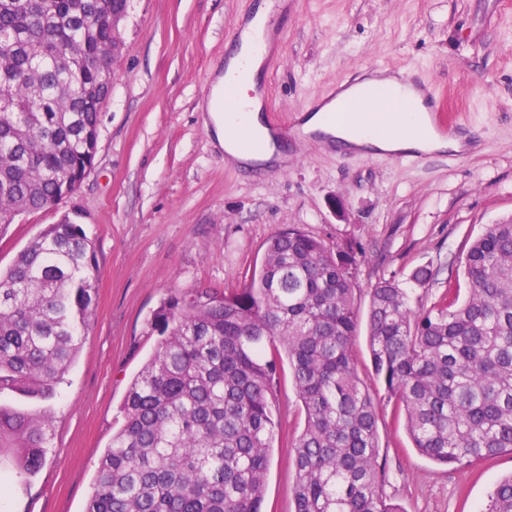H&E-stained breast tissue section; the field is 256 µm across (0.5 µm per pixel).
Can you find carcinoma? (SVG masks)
<instances>
[{"label":"carcinoma","instance_id":"cac0c4a2","mask_svg":"<svg viewBox=\"0 0 512 512\" xmlns=\"http://www.w3.org/2000/svg\"><path fill=\"white\" fill-rule=\"evenodd\" d=\"M127 0H0V56L49 42L52 52L0 71V229L10 214L63 199L91 159L99 103L111 89L112 16ZM96 254L81 224H49L0 270V466L16 479L42 467L44 412L74 363L96 292ZM356 253L296 228L273 235L241 288H196L154 313L161 339L131 382L124 422L103 454L86 512H263L279 423L274 389L288 362L305 412L292 445L294 512H402L383 495L378 414L352 358L359 314ZM467 286L412 310L393 279L370 291L373 372L402 408L418 453L461 468L512 454V219L486 226L461 257ZM480 512H512V474Z\"/></svg>","mask_w":512,"mask_h":512}]
</instances>
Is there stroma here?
<instances>
[{
	"label": "stroma",
	"instance_id": "obj_1",
	"mask_svg": "<svg viewBox=\"0 0 512 512\" xmlns=\"http://www.w3.org/2000/svg\"><path fill=\"white\" fill-rule=\"evenodd\" d=\"M265 0H129L122 53L101 109L98 152L74 196L0 232V267L75 211L97 252V295L77 358L56 398L39 472L0 498V512H85L99 461L119 428L128 385L159 340L169 296L239 288L271 236L296 226L328 247H353L354 298L367 313L382 278L413 309L430 307L461 269L449 263L485 226L512 217V0H288L268 74L280 119L368 65L431 82L450 118L481 128L479 146L441 158L328 153L289 142L287 167L247 177L211 137L205 87L224 70L236 21ZM434 278L420 286V267ZM367 324L353 341L378 412L384 495L403 512H479L512 455L439 467L412 446L395 402L374 378ZM279 438L264 512H294V450L305 422L289 373L275 393Z\"/></svg>",
	"mask_w": 512,
	"mask_h": 512
}]
</instances>
